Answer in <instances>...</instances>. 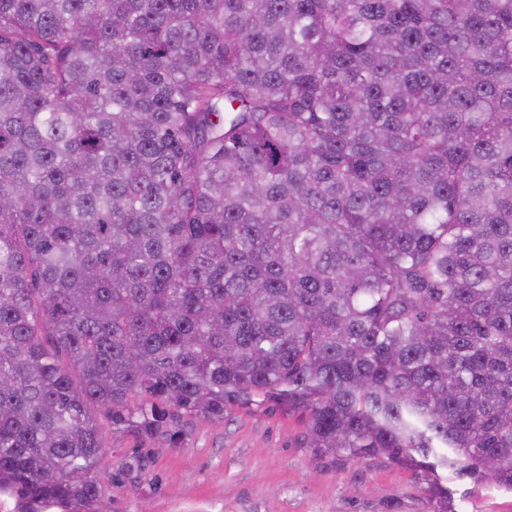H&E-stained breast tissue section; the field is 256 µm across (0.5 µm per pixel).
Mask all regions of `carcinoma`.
I'll return each mask as SVG.
<instances>
[{
	"label": "carcinoma",
	"instance_id": "obj_1",
	"mask_svg": "<svg viewBox=\"0 0 512 512\" xmlns=\"http://www.w3.org/2000/svg\"><path fill=\"white\" fill-rule=\"evenodd\" d=\"M268 403L512 490V0H0V487Z\"/></svg>",
	"mask_w": 512,
	"mask_h": 512
}]
</instances>
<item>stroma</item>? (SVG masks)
<instances>
[{"instance_id": "stroma-1", "label": "stroma", "mask_w": 512, "mask_h": 512, "mask_svg": "<svg viewBox=\"0 0 512 512\" xmlns=\"http://www.w3.org/2000/svg\"><path fill=\"white\" fill-rule=\"evenodd\" d=\"M304 430L300 413L269 404L190 423L174 444L110 434L93 512H434L420 471L321 454ZM447 486L453 512H512L492 482L452 470Z\"/></svg>"}]
</instances>
